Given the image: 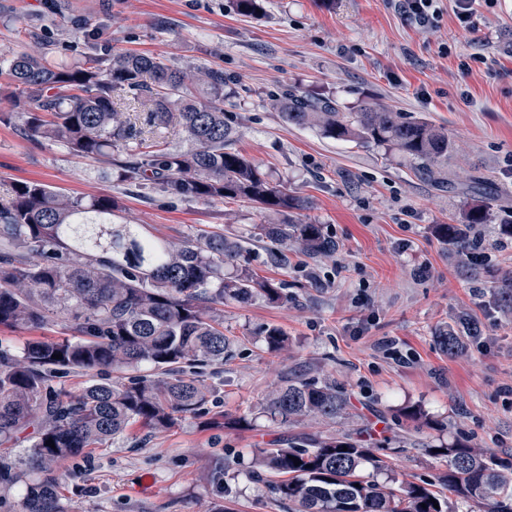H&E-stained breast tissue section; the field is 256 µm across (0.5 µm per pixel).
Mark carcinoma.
I'll return each mask as SVG.
<instances>
[{"instance_id":"carcinoma-1","label":"carcinoma","mask_w":512,"mask_h":512,"mask_svg":"<svg viewBox=\"0 0 512 512\" xmlns=\"http://www.w3.org/2000/svg\"><path fill=\"white\" fill-rule=\"evenodd\" d=\"M0 63L23 99V111L1 112V123L17 121L34 139L60 141L78 157L105 163L107 178L174 198L247 202L265 217L256 236L278 257L288 248L313 257L336 252L322 225L294 216L304 202L232 147L236 130L224 112L223 70H182L135 52L93 53L67 64L38 45ZM198 86L205 89L202 98L194 94ZM121 100L134 104L137 120L117 109ZM274 102L286 123L316 126L329 139L385 146L437 184L453 150L445 130L379 103L342 112L330 99L294 88ZM174 122L186 134L183 149L162 140ZM148 134L152 149L143 151ZM119 212L110 195L72 196L35 180L14 181L0 196V327L38 329L61 321L76 333L30 339L17 352L0 341V482L25 485L19 512H66L52 475L64 461L104 447L135 423L163 431L204 409L208 387L177 365L232 356L224 301H286L281 284L246 266L224 273L240 256V241L223 234L159 239L138 224L114 223ZM487 216L473 209L463 226L440 225L439 238L468 253ZM435 343L454 355L460 337L442 328ZM143 364L157 376L97 382L78 393L53 384L55 375L71 370L123 373ZM261 413L283 426L304 419L334 423L350 416V402L332 382L290 378L266 395ZM30 426L27 460L41 473L31 481L27 470H12L6 452ZM426 448L446 458L448 469L433 481L396 489L360 474L366 464L380 473L389 469L387 442L372 441L363 427L293 437L284 448L260 451V466L284 476L274 490L291 512H457L451 495L466 512H512V456L457 440Z\"/></svg>"}]
</instances>
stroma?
I'll return each mask as SVG.
<instances>
[{"label":"stroma","mask_w":512,"mask_h":512,"mask_svg":"<svg viewBox=\"0 0 512 512\" xmlns=\"http://www.w3.org/2000/svg\"><path fill=\"white\" fill-rule=\"evenodd\" d=\"M438 6L434 25L422 27L397 0H264L257 17L237 14L230 0H0V54L38 42L71 62L93 45L223 70L233 148L288 185L305 202L302 220L323 225L337 243L329 258L291 250L285 263H272L254 234L263 217L250 204L177 199L106 179L100 162L0 123V191L39 180L72 195H112L125 221L159 238H238L239 264L284 282L288 295L279 305L225 302L231 358L182 367L211 390L204 412L161 432L133 425L126 437L63 463L55 478L68 512H288L254 456L330 427L275 425L258 408L284 377L300 374L329 376L349 397L351 416L338 431L367 424L403 436L379 483H418L444 470L445 460L424 450L432 438L512 452V305L496 290L498 272L512 267V239L497 234L512 218V0H473L469 28L456 17L457 0ZM285 86L330 98L344 112L372 101L447 130L456 149L444 184L421 180L387 148L284 122L272 99ZM472 176L489 182L490 194L466 192ZM483 207L493 215L481 227L486 271L470 279L463 256L435 228ZM463 316L480 333L447 356L433 331L458 329ZM271 326L287 335L286 349L267 348ZM411 405L434 428L395 425L397 411ZM224 412L251 424L213 426Z\"/></svg>","instance_id":"1"}]
</instances>
